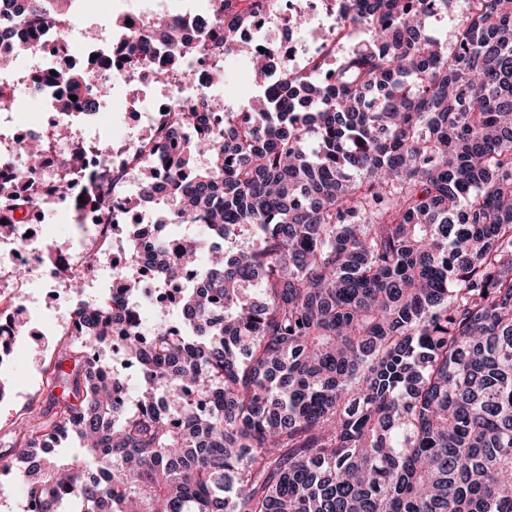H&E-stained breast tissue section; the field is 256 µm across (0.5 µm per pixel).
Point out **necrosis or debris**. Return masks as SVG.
<instances>
[{"label":"necrosis or debris","mask_w":512,"mask_h":512,"mask_svg":"<svg viewBox=\"0 0 512 512\" xmlns=\"http://www.w3.org/2000/svg\"><path fill=\"white\" fill-rule=\"evenodd\" d=\"M211 2V18L203 25L199 24V13L189 0L182 7L183 43L195 51L183 69L175 70L169 65L174 52L172 45L156 41L145 51L138 41L154 16L168 12L171 0H140L128 14L131 37L113 41L111 49L98 51L96 58H83L82 66L92 81L110 79L122 85L146 79L160 85L161 91L149 102L131 96L126 111L137 117L134 132L113 142L108 152L91 153L83 167L65 170L59 164V143L54 131L65 119L81 118L87 111L85 99L70 100L69 88L62 80L75 61L70 37L50 30L37 32L16 23L10 0H0V58L15 59L18 45L37 43V52L19 68L10 70L9 75L28 93L40 97L44 108L43 124L36 130H15L11 114L0 113V181L18 176V160L34 141L43 144V164L36 171L28 193L30 213L57 205L52 189L61 175H68L71 194L67 204L82 217L85 228L76 245L62 256L67 274L81 273L93 278L106 261L119 258L140 271L139 283L146 300L157 301L170 290L169 282L150 273L153 244L163 227L150 220L151 207L143 201L142 186L145 179H152L159 201L173 195L174 190L164 176L165 162L177 154L186 135L174 123L173 114L180 106L206 102L220 95L221 60L200 51L202 45L223 33L228 23L219 9L222 0ZM293 14L304 15L310 21V28L303 35H296L288 23ZM235 33L238 44L263 49L276 64L292 70L301 69L314 57L335 61L337 53L350 43V29L342 21L337 0H277L272 10L247 14L236 24ZM65 99L71 102L66 110L60 107ZM101 176L113 184L111 205L105 213L90 215L82 200L87 197L92 180ZM5 241L13 245L14 253L11 268H0V290L16 293L34 277L48 275V268L27 262L30 243L19 231H12Z\"/></svg>","instance_id":"4bbe7bcc"}]
</instances>
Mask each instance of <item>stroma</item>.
<instances>
[{"label":"stroma","instance_id":"1","mask_svg":"<svg viewBox=\"0 0 512 512\" xmlns=\"http://www.w3.org/2000/svg\"><path fill=\"white\" fill-rule=\"evenodd\" d=\"M127 8L126 0H76L70 14L74 40L71 52L82 59L89 47L107 45L115 32L114 23ZM223 91L232 105H248L259 93L251 64L230 56L223 65ZM41 246L67 251L80 235L72 213L59 209L43 213ZM71 291L62 279H37L18 297L0 295V305L9 302L25 307L27 331L16 337L0 379L6 385L0 398V447L8 443L7 430L22 408L30 402L48 403L45 368L54 363L55 345L70 317Z\"/></svg>","mask_w":512,"mask_h":512}]
</instances>
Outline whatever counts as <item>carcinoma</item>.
<instances>
[{"label":"carcinoma","mask_w":512,"mask_h":512,"mask_svg":"<svg viewBox=\"0 0 512 512\" xmlns=\"http://www.w3.org/2000/svg\"><path fill=\"white\" fill-rule=\"evenodd\" d=\"M13 2L67 31L52 0ZM475 2L452 53L423 30L456 0H349L372 35L332 87L321 61L285 79L251 56L283 95L186 137L157 215L205 225L152 252L200 286L146 335L108 298L75 313L46 378L62 397L0 451L23 512H512V0ZM153 34L181 39L169 16ZM90 80L63 75L76 96ZM40 163L33 142L21 176ZM25 203L0 182L1 236ZM135 274L112 290L141 292ZM113 342L145 380L132 405Z\"/></svg>","instance_id":"obj_1"}]
</instances>
